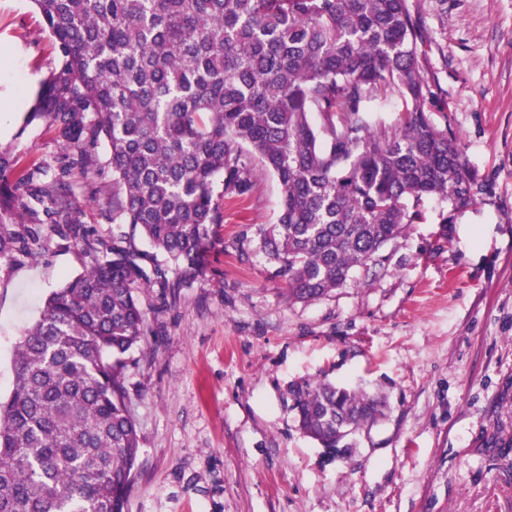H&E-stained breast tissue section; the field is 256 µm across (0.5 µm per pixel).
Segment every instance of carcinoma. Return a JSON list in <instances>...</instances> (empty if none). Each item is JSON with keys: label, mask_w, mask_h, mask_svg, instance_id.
Listing matches in <instances>:
<instances>
[{"label": "carcinoma", "mask_w": 512, "mask_h": 512, "mask_svg": "<svg viewBox=\"0 0 512 512\" xmlns=\"http://www.w3.org/2000/svg\"><path fill=\"white\" fill-rule=\"evenodd\" d=\"M32 2L61 59L27 121L47 118L85 178L107 140L112 239L82 224L67 171L19 170L0 150V261L38 260L47 229L90 259L17 343L0 401V512H126L138 291L181 286L225 197L250 192L261 172L277 181L276 223L252 225L239 250L256 244L288 302L308 303L375 260L421 218L423 199L471 203L475 178L428 115L418 44L429 35L409 0ZM394 94L402 110L377 124ZM137 233L166 263H143ZM292 396L301 430L332 455L347 452L342 432L380 415L377 399L329 382Z\"/></svg>", "instance_id": "carcinoma-1"}]
</instances>
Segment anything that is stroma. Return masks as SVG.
Wrapping results in <instances>:
<instances>
[{
  "label": "stroma",
  "mask_w": 512,
  "mask_h": 512,
  "mask_svg": "<svg viewBox=\"0 0 512 512\" xmlns=\"http://www.w3.org/2000/svg\"><path fill=\"white\" fill-rule=\"evenodd\" d=\"M432 35L420 60L461 143L473 201L424 199L422 219L354 267L329 298L291 304L251 224L282 195L258 176L226 199L183 287L139 291L145 337L125 385L140 434L127 512H512V0H413ZM0 149L61 173L43 120L24 125L59 47L31 0H0ZM105 168L77 188L82 222L111 238ZM87 265L50 245L0 263V398L15 346L46 296ZM327 379L385 398L384 416L332 458L300 430L289 390Z\"/></svg>",
  "instance_id": "35a3bbf8"
}]
</instances>
